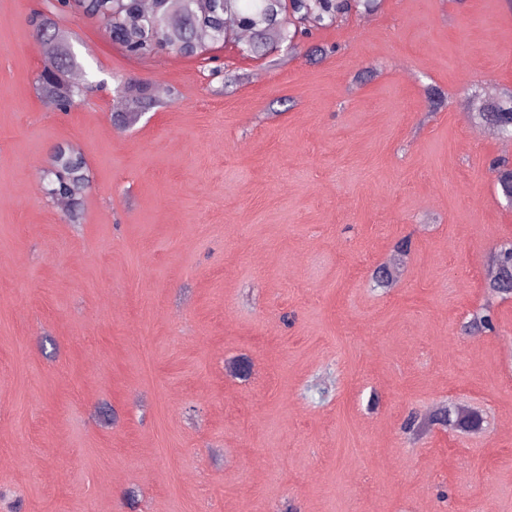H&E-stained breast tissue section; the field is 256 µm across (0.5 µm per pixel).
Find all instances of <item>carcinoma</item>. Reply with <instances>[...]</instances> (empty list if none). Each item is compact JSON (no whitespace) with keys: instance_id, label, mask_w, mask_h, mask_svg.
Segmentation results:
<instances>
[{"instance_id":"obj_1","label":"carcinoma","mask_w":512,"mask_h":512,"mask_svg":"<svg viewBox=\"0 0 512 512\" xmlns=\"http://www.w3.org/2000/svg\"><path fill=\"white\" fill-rule=\"evenodd\" d=\"M378 0H65L67 9L91 17L103 25L112 42L127 53L147 58L163 52L183 57H206L217 46L235 43L239 53L251 57L268 45L288 43L295 47L299 35L309 33L306 22L315 20L326 26L348 16L353 9L369 13ZM29 26L35 36L46 29L56 33V40L47 46L48 63L37 78L40 93L53 103L72 107L89 88L68 80L77 67L66 32L49 17L34 14ZM127 112H143L153 107L150 88L145 83L128 81L124 85ZM472 118L478 124L489 120L502 137L512 138V90L489 99L473 96ZM497 187L503 194L512 190V162L501 158L492 167ZM90 185V172L83 154L69 145L57 147L47 170L45 193L63 196L74 203L68 219H79V208ZM495 268L501 277L493 290H512V242L500 246L494 255ZM440 421L457 424L471 432L480 425L469 410L456 407L445 410Z\"/></svg>"}]
</instances>
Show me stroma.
Returning <instances> with one entry per match:
<instances>
[{"instance_id":"35a3bbf8","label":"stroma","mask_w":512,"mask_h":512,"mask_svg":"<svg viewBox=\"0 0 512 512\" xmlns=\"http://www.w3.org/2000/svg\"><path fill=\"white\" fill-rule=\"evenodd\" d=\"M52 9L0 0V491L22 512H512V298L464 330L512 239L505 142L469 120L512 88V5L381 0L212 63L61 13L97 86L66 112L27 23ZM130 80L156 104L120 128ZM63 142L91 172L77 224L42 195ZM446 403L485 433L403 432Z\"/></svg>"}]
</instances>
